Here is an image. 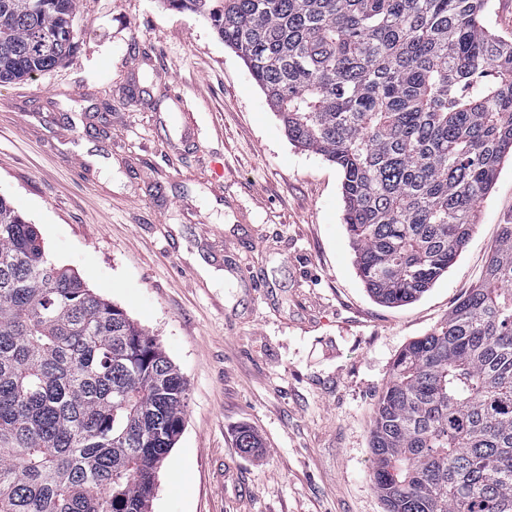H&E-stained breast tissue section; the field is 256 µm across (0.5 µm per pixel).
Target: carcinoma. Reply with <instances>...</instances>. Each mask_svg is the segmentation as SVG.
Listing matches in <instances>:
<instances>
[{
	"instance_id": "cac0c4a2",
	"label": "carcinoma",
	"mask_w": 512,
	"mask_h": 512,
	"mask_svg": "<svg viewBox=\"0 0 512 512\" xmlns=\"http://www.w3.org/2000/svg\"><path fill=\"white\" fill-rule=\"evenodd\" d=\"M244 61L288 140L336 165L355 270L417 300L512 157L493 0H164ZM77 0H0V84L72 57ZM188 386L157 338L54 263L0 195V512H151ZM237 445L259 442L248 427ZM387 512H512V216L478 283L394 359L373 409Z\"/></svg>"
}]
</instances>
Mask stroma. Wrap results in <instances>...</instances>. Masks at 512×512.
<instances>
[{
  "label": "stroma",
  "instance_id": "1",
  "mask_svg": "<svg viewBox=\"0 0 512 512\" xmlns=\"http://www.w3.org/2000/svg\"><path fill=\"white\" fill-rule=\"evenodd\" d=\"M73 27L65 65L0 86V193L188 383L151 512H386L373 403L404 346L479 281L512 215V160L447 274L386 307L356 274L340 171L289 142L203 17L79 0ZM242 426L258 451L237 447Z\"/></svg>",
  "mask_w": 512,
  "mask_h": 512
}]
</instances>
